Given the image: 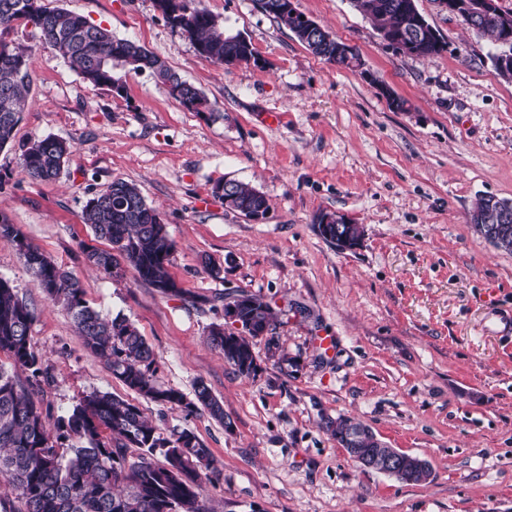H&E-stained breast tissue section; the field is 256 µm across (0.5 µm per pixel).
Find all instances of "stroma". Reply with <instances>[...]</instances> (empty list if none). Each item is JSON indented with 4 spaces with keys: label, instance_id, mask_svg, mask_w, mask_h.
Wrapping results in <instances>:
<instances>
[{
    "label": "stroma",
    "instance_id": "obj_1",
    "mask_svg": "<svg viewBox=\"0 0 512 512\" xmlns=\"http://www.w3.org/2000/svg\"><path fill=\"white\" fill-rule=\"evenodd\" d=\"M44 2L138 41L210 108L186 110L146 71L128 74L120 95L91 86L34 26H17L13 42L34 49L33 84L0 149V221L70 271L103 317L134 323L157 355L159 384L189 395L204 381L233 422L228 430L129 390L0 239V278L33 311L31 343L50 376L48 434L86 395L109 393L210 449L221 476L203 487L208 512H512V253L470 222L479 197L512 201V79L494 68L491 42L437 0H417L447 48L415 58L386 48L350 0H295L355 45L357 72L314 56L255 0H204L256 53L228 67L201 57L153 0ZM391 96L405 108L390 107ZM47 136L73 152L58 179L34 181L21 148ZM117 178L160 211L186 298L86 263L82 244L108 243L95 241L85 204ZM226 179L262 192L265 218L226 209L213 193ZM325 213L362 225L354 250L320 236ZM241 290L275 312L253 340L260 370L249 378L207 341ZM341 416L427 459L432 480L362 469L325 429Z\"/></svg>",
    "mask_w": 512,
    "mask_h": 512
}]
</instances>
